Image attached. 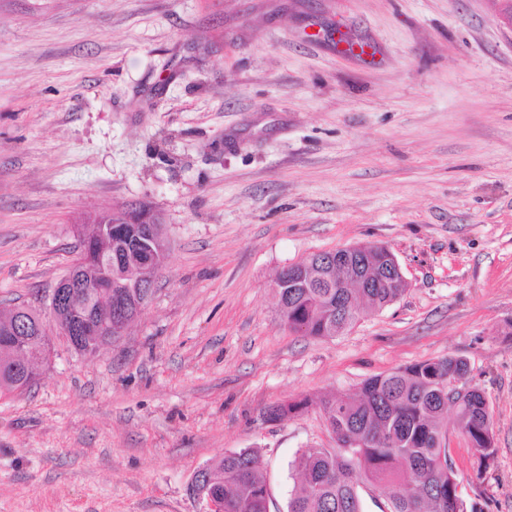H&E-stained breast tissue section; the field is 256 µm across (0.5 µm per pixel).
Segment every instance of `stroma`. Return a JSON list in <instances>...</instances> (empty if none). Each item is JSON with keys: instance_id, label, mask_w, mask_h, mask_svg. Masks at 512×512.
Here are the masks:
<instances>
[{"instance_id": "obj_1", "label": "stroma", "mask_w": 512, "mask_h": 512, "mask_svg": "<svg viewBox=\"0 0 512 512\" xmlns=\"http://www.w3.org/2000/svg\"><path fill=\"white\" fill-rule=\"evenodd\" d=\"M149 206L167 258L125 335L54 337L0 397V512H209L197 472L256 449L271 512L332 448L320 398L461 357L512 512V29L493 0H0V311H45L76 227ZM388 246L405 293L351 330H290L281 268ZM307 397L277 422L268 409Z\"/></svg>"}]
</instances>
